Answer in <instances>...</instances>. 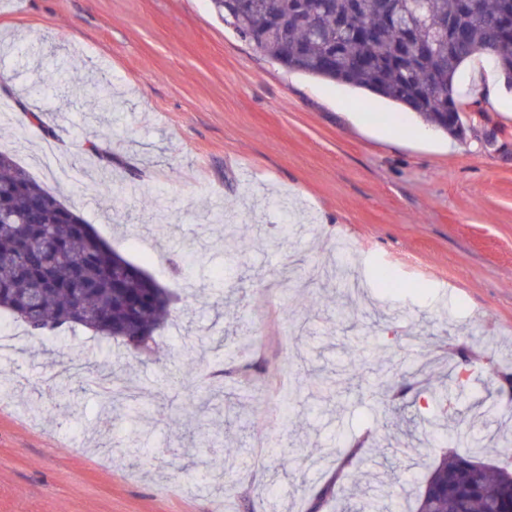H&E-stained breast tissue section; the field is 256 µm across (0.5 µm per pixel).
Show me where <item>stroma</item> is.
Instances as JSON below:
<instances>
[{"instance_id": "1", "label": "stroma", "mask_w": 512, "mask_h": 512, "mask_svg": "<svg viewBox=\"0 0 512 512\" xmlns=\"http://www.w3.org/2000/svg\"><path fill=\"white\" fill-rule=\"evenodd\" d=\"M63 60L67 79L31 93ZM500 78L483 57L463 66L458 139L366 91L288 72L209 0H0V150L173 295L171 325L135 366L144 421L116 416L103 432L94 391L69 410L45 393L52 372L79 387L75 362L118 367L92 332L24 340L0 359V512H308L358 441L335 498L386 460L395 512H407L418 475L472 438L490 440L483 462L512 469V447L494 441L512 430V90L496 105L483 93ZM96 134L99 158L87 150ZM228 206L240 214L232 257L218 241ZM283 224L288 243L270 248L265 233ZM182 242L207 243L206 265L177 270L170 254ZM385 269L401 294L379 288ZM222 288L233 297L217 308ZM246 326L259 343L248 375L262 393L184 451L174 422L186 412L169 399L182 375L196 393L235 381L221 351L186 365L185 339L215 344ZM361 335L371 351L396 352L390 388L353 377L331 415L306 391L287 420L267 407L289 356L331 369ZM461 371L459 422L430 432L422 389H455ZM385 404L401 418L377 419ZM136 430L156 450L138 462L117 446ZM284 448L299 451L292 466Z\"/></svg>"}]
</instances>
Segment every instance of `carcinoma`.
<instances>
[{"label":"carcinoma","mask_w":512,"mask_h":512,"mask_svg":"<svg viewBox=\"0 0 512 512\" xmlns=\"http://www.w3.org/2000/svg\"><path fill=\"white\" fill-rule=\"evenodd\" d=\"M236 33L282 67L323 81L366 90L435 128L464 131L455 81L475 57L491 59L512 82V0H209ZM172 295L144 269L112 248L47 186L0 152V312L23 322L30 334L59 339L81 326L121 341L140 358L157 345L155 332L171 316ZM315 388L325 399L335 385L306 376L296 392ZM201 395L188 433L209 427L210 403ZM439 430L450 417L447 391L426 393ZM107 414L143 418L133 396L111 393ZM128 455H148L138 434L124 441ZM483 440L440 457L424 477L415 512H494L512 501V470L476 461ZM359 447L315 496L321 509L348 476ZM378 496L346 503L339 512H386Z\"/></svg>","instance_id":"obj_1"}]
</instances>
